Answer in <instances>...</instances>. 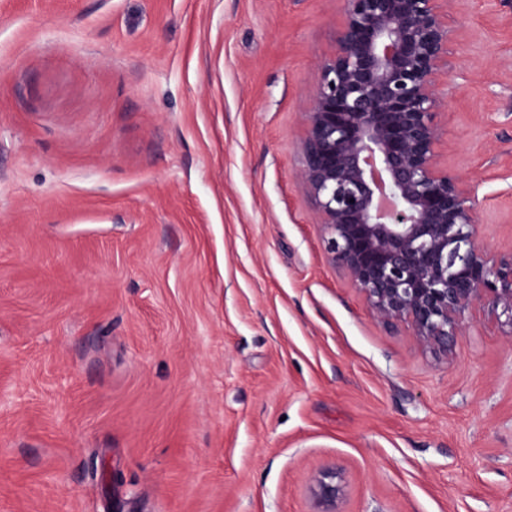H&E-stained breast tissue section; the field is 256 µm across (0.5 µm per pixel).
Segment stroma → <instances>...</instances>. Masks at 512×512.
<instances>
[{"label":"stroma","instance_id":"obj_1","mask_svg":"<svg viewBox=\"0 0 512 512\" xmlns=\"http://www.w3.org/2000/svg\"><path fill=\"white\" fill-rule=\"evenodd\" d=\"M343 0H0V512H512V317L369 312L296 177ZM456 16L441 158L512 236V24ZM111 482H104V472ZM346 492L343 473L335 471L322 472L312 479L310 493L315 508L313 512H340L339 503Z\"/></svg>","mask_w":512,"mask_h":512}]
</instances>
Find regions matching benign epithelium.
I'll return each mask as SVG.
<instances>
[{
  "label": "benign epithelium",
  "mask_w": 512,
  "mask_h": 512,
  "mask_svg": "<svg viewBox=\"0 0 512 512\" xmlns=\"http://www.w3.org/2000/svg\"><path fill=\"white\" fill-rule=\"evenodd\" d=\"M466 0H344L334 52L308 105L296 175L318 218L329 262L371 314L409 324L448 353L476 304L512 318V240L477 239L476 201L440 161L448 93L439 76ZM343 473L312 479L314 512H340Z\"/></svg>",
  "instance_id": "obj_1"
}]
</instances>
